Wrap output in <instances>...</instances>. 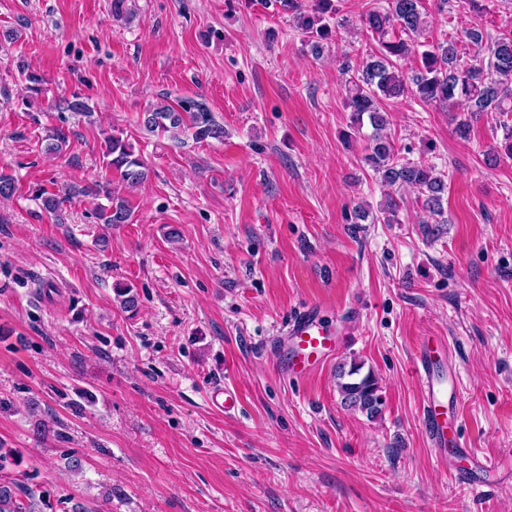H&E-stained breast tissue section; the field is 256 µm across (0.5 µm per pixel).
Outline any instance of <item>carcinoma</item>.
I'll list each match as a JSON object with an SVG mask.
<instances>
[{"label": "carcinoma", "mask_w": 512, "mask_h": 512, "mask_svg": "<svg viewBox=\"0 0 512 512\" xmlns=\"http://www.w3.org/2000/svg\"><path fill=\"white\" fill-rule=\"evenodd\" d=\"M313 2L310 9L304 8L301 0H281V6L296 14L299 28L312 38L317 48L319 41L332 33L325 22L331 0ZM362 23L377 35L380 48L379 53L364 61L360 76L348 81L346 105L355 127L363 126L366 117L372 128L370 153L365 156V162L386 184L417 190L425 197V210L432 216L439 215L446 189L444 175L432 167L397 159L386 134L390 114L381 106V100L399 98L409 92L424 104L464 102L471 113L512 112V36L503 35L491 41L476 27L467 30L466 39L478 47L476 54L467 60L458 55L457 46L451 41L422 51V43L418 42L426 24L422 0H390L389 8L384 11L368 10ZM394 29L400 35L386 39ZM411 54L419 57V66L413 75L406 76L398 69L397 61ZM179 107V112L161 107L144 113L143 128L149 133H164L181 127L186 114L196 128L195 136L224 135V128L213 120L202 103L187 98L180 101ZM103 155L106 168L119 172L120 179L128 185H137L147 177L143 162L120 137L114 135L105 140ZM89 192L90 188L77 185L71 186L63 196L43 189L39 199L46 211L56 213L73 195ZM107 198L110 205L98 210L100 221L111 225L127 223L131 215L128 201L110 192ZM362 369L363 364L357 361L339 363L336 384L345 407L374 418L382 406L379 381L373 371L363 374ZM0 512H26L12 483H0Z\"/></svg>", "instance_id": "cac0c4a2"}]
</instances>
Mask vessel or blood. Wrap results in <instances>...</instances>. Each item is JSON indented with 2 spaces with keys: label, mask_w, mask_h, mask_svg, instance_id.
Segmentation results:
<instances>
[{
  "label": "vessel or blood",
  "mask_w": 512,
  "mask_h": 512,
  "mask_svg": "<svg viewBox=\"0 0 512 512\" xmlns=\"http://www.w3.org/2000/svg\"><path fill=\"white\" fill-rule=\"evenodd\" d=\"M338 342L324 320L321 305L312 304L299 311L283 330L277 348L282 372L301 379L322 366L335 352ZM413 367L420 391V407L426 436L437 456H467L483 473L498 472L501 460L488 458L468 448L453 430L459 415V397L449 387V376L456 368L448 355V341L441 336L419 339L413 349Z\"/></svg>",
  "instance_id": "vessel-or-blood-1"
}]
</instances>
